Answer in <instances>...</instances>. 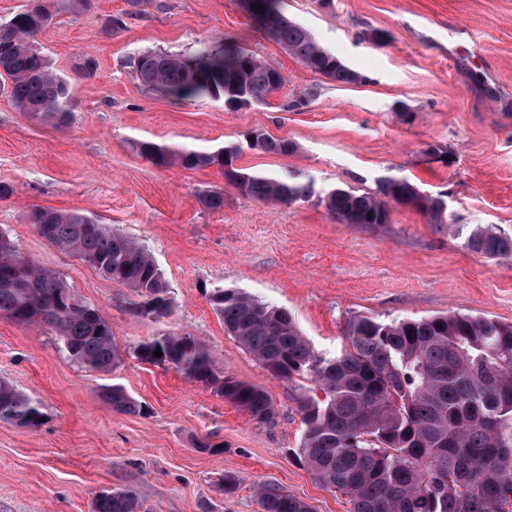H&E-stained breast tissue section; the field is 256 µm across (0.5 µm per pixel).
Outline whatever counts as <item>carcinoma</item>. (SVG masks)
<instances>
[{"label": "carcinoma", "instance_id": "cac0c4a2", "mask_svg": "<svg viewBox=\"0 0 512 512\" xmlns=\"http://www.w3.org/2000/svg\"><path fill=\"white\" fill-rule=\"evenodd\" d=\"M246 9L281 46L309 70L342 84L363 76L323 47L280 10V0H245ZM262 6L259 12L256 6ZM91 0H29L0 22V77L9 98L34 118L67 124L74 92L32 44L53 19V9L79 13ZM140 83L176 99L210 97L230 109L262 103L283 86L273 65L227 41L194 57L146 53L133 62ZM250 148L292 155L298 146L265 133H248ZM145 159L187 169L217 164L241 195L264 203L296 204L312 197V185L292 171L278 176L235 165L240 148L172 152L138 143ZM342 224H384L393 206H410L464 239L489 258L512 256V236L481 224H459L442 199L426 195L408 179L385 176L372 192L335 187L322 198ZM27 221L51 245L74 254L110 280L145 298L140 313L170 314L168 288L152 255L141 244L89 216L48 208L29 211ZM208 301L233 337L274 377L294 386L302 433L300 459L322 484L349 497L352 512H512V322L465 314L399 319L385 323L358 317L346 326L348 346L326 356L310 344L288 311L234 289L216 286ZM0 316L24 326H46L82 367L109 372L121 355L112 326L78 300L54 274L35 267L0 231ZM162 355L155 356L156 350ZM141 361L171 367L211 388L253 419L272 424L274 402L261 386L218 374L204 349L187 333L164 334L141 343ZM102 400L114 412L137 414L142 405L118 386H105ZM40 402L0 380V420L36 430ZM262 512H313L283 488L261 482ZM131 489H111L95 499L94 512H140Z\"/></svg>", "mask_w": 512, "mask_h": 512}]
</instances>
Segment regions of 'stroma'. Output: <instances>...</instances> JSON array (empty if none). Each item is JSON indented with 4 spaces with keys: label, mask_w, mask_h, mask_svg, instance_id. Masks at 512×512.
<instances>
[{
    "label": "stroma",
    "mask_w": 512,
    "mask_h": 512,
    "mask_svg": "<svg viewBox=\"0 0 512 512\" xmlns=\"http://www.w3.org/2000/svg\"><path fill=\"white\" fill-rule=\"evenodd\" d=\"M281 9L364 83L339 84L304 67L242 0H93L80 14L59 12L32 39L75 89L67 126L18 111L0 89V183L13 190L0 200V229L109 321L121 352L112 371H88L50 329L0 317V380L46 413L37 430L0 421V512H92L97 495L115 487L133 488L144 512H261V482L314 512H351L347 496L297 461L296 393L225 334L207 300L214 286L286 309L330 355L357 316L512 321V256L471 252L447 225L410 207L391 209L384 224H341L321 201L330 188L368 192L398 174L445 196L459 223L512 235V0H281ZM116 16L125 27L113 28ZM377 33L387 35L384 47L373 45ZM228 41L282 73L268 104L234 111L212 98L177 101L133 72L145 53L191 57ZM307 91L305 109H287ZM251 130L298 150L249 149ZM141 141L172 151L237 145L238 167L297 171L314 194L291 205L255 201L220 166L152 164L137 150ZM431 145L438 154H428ZM209 190L223 192V208L204 207ZM34 207L82 212L145 245L168 285L170 316L141 315L135 289L48 243L26 219ZM167 333L190 334L218 373L264 387L276 422L258 423L175 369L141 361L140 343ZM112 384L144 412H113L99 396ZM205 438L218 452L198 449ZM228 472L240 481L231 496L222 490Z\"/></svg>",
    "instance_id": "35a3bbf8"
}]
</instances>
